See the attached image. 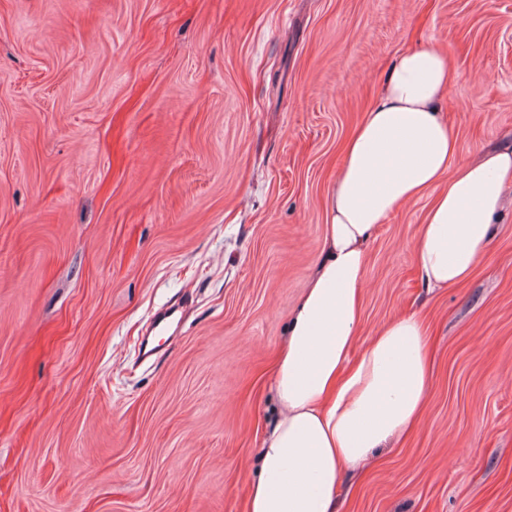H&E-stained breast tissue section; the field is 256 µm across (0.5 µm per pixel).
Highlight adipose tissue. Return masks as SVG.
Masks as SVG:
<instances>
[{"mask_svg":"<svg viewBox=\"0 0 512 512\" xmlns=\"http://www.w3.org/2000/svg\"><path fill=\"white\" fill-rule=\"evenodd\" d=\"M453 61L403 52L341 149L322 260L294 309L271 382L276 420L261 440L248 512H336L341 476L418 425L431 386L428 331L414 315L361 336L366 246L404 204L428 198L414 246L431 289L472 276L512 186V149L458 154L440 109Z\"/></svg>","mask_w":512,"mask_h":512,"instance_id":"obj_1","label":"adipose tissue"}]
</instances>
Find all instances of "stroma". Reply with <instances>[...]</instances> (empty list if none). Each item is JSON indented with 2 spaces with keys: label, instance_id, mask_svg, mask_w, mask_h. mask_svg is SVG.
Wrapping results in <instances>:
<instances>
[{
  "label": "stroma",
  "instance_id": "1",
  "mask_svg": "<svg viewBox=\"0 0 512 512\" xmlns=\"http://www.w3.org/2000/svg\"><path fill=\"white\" fill-rule=\"evenodd\" d=\"M429 44L462 156L511 145L512 0H0V512H247L340 145ZM427 204L374 234L362 298L363 334L427 322L425 415L338 512H512V191L439 291Z\"/></svg>",
  "mask_w": 512,
  "mask_h": 512
}]
</instances>
